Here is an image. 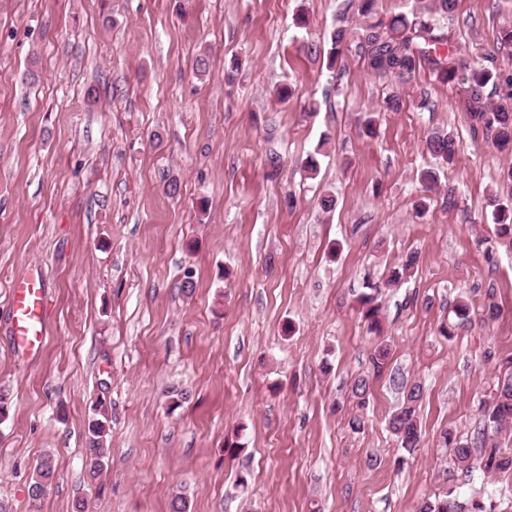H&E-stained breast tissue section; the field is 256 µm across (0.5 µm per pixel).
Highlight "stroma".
<instances>
[{"label":"stroma","instance_id":"stroma-1","mask_svg":"<svg viewBox=\"0 0 512 512\" xmlns=\"http://www.w3.org/2000/svg\"><path fill=\"white\" fill-rule=\"evenodd\" d=\"M341 13L357 18L345 0H0L9 512H72L79 498L85 512H168L175 491L189 512H417L447 491L512 505V474L466 477L438 445L447 429L473 437L512 370V253L496 243L489 204L512 205L499 178L512 153L472 139L455 89L429 73L401 87L352 51L328 69ZM509 25L512 0H458L451 20L458 51L503 60ZM398 89L406 106L384 110ZM372 110L377 133L360 135ZM435 132L461 143L457 165L439 171L457 205L435 195L419 217ZM410 252L415 277L383 287ZM28 274L48 290V337L20 360L9 287ZM375 285L378 336L356 302ZM490 288L501 314L486 323ZM444 322L453 338L440 336ZM381 343L390 372L371 381L356 433L351 384ZM400 378L423 387L411 455L387 428ZM174 387L188 394L176 409ZM100 401L110 459L93 478L85 433ZM47 452L55 477L36 497ZM55 472V463L51 454H44L37 460L33 470L32 492L35 495L42 494L50 485Z\"/></svg>","mask_w":512,"mask_h":512}]
</instances>
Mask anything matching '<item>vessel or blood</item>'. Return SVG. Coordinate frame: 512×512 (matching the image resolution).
Returning a JSON list of instances; mask_svg holds the SVG:
<instances>
[{
  "instance_id": "b4317fda",
  "label": "vessel or blood",
  "mask_w": 512,
  "mask_h": 512,
  "mask_svg": "<svg viewBox=\"0 0 512 512\" xmlns=\"http://www.w3.org/2000/svg\"><path fill=\"white\" fill-rule=\"evenodd\" d=\"M12 336L15 351L22 356L36 353L46 336V290L40 280L20 277L10 290Z\"/></svg>"
}]
</instances>
